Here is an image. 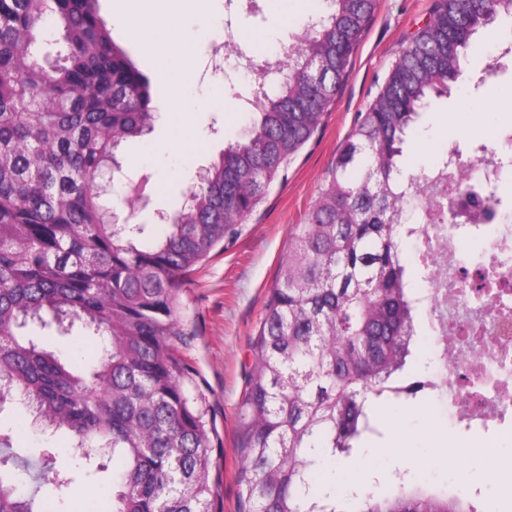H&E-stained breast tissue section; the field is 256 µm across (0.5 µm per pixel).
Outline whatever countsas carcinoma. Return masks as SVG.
<instances>
[{
  "instance_id": "1",
  "label": "carcinoma",
  "mask_w": 512,
  "mask_h": 512,
  "mask_svg": "<svg viewBox=\"0 0 512 512\" xmlns=\"http://www.w3.org/2000/svg\"><path fill=\"white\" fill-rule=\"evenodd\" d=\"M263 76L253 126L198 173L185 205L156 233L110 223L96 187L115 151L150 129L158 89L111 39L96 0H0V413L15 403L66 431L90 480L112 475V512H222L210 483L213 419L185 358L181 293L195 266L237 231L318 132L348 77L377 0H321ZM512 27V0H435L352 133L327 184L281 258L251 344L241 410L239 498L245 512H336L313 492L317 456L347 457L367 433L374 399L396 387L411 355L417 300L400 255L407 209L448 223L433 166L402 177L419 114L448 97L494 22ZM91 337L83 369L35 330ZM36 482L18 493L0 472V512H59L75 471L13 451L0 467ZM347 512H474L461 496L421 486L352 497Z\"/></svg>"
}]
</instances>
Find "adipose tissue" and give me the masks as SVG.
Returning a JSON list of instances; mask_svg holds the SVG:
<instances>
[{
    "instance_id": "1",
    "label": "adipose tissue",
    "mask_w": 512,
    "mask_h": 512,
    "mask_svg": "<svg viewBox=\"0 0 512 512\" xmlns=\"http://www.w3.org/2000/svg\"><path fill=\"white\" fill-rule=\"evenodd\" d=\"M208 8L211 0H117L113 22L129 42L159 46L169 67L176 73L169 83L173 111H187L183 74L194 68L192 50L179 40V27L188 3Z\"/></svg>"
}]
</instances>
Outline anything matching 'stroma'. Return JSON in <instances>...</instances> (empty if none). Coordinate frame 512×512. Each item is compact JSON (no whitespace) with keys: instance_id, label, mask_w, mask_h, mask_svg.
<instances>
[{"instance_id":"1","label":"stroma","mask_w":512,"mask_h":512,"mask_svg":"<svg viewBox=\"0 0 512 512\" xmlns=\"http://www.w3.org/2000/svg\"><path fill=\"white\" fill-rule=\"evenodd\" d=\"M434 0H378L374 16L352 56L350 75L325 113L316 135L291 163L286 181L276 183L263 203L240 224L236 236L215 248L196 266L182 294L183 322L192 331L187 355L195 381L215 419L224 455L213 466L211 479L224 512H240L238 494L242 459L237 449L241 433L240 403L246 386L251 343L262 317L268 290L295 225L304 223L339 147L351 134L358 112L382 85L400 51L425 23ZM307 14L305 0H212L208 13L186 14L182 36L195 48L196 72L188 80V113L168 112V80L144 48L128 43L119 28L112 39L124 46L159 94L152 101L156 120L152 131L122 146L121 174L112 195L126 197L130 185L146 180L148 205H135L134 223H158L159 213L174 212L186 200L196 172L217 160L224 148L241 139L251 115L236 111V96L249 76L242 70L211 74L206 70L213 44L222 42L225 24L237 26L239 42L268 53L292 40ZM505 29L491 25L470 54L458 89L450 98L422 112L411 127L401 164L411 171L437 162L449 147L464 158L479 147L495 144L512 127V55L499 56ZM413 357L406 369L412 378L434 375L439 362L433 346L428 304H420ZM379 422L377 435L362 440L351 457H318L317 475H331L330 491L337 498L352 494L384 496L402 484L427 483L461 493L483 512L487 502L512 501V482L488 478L482 448L512 454V436H495L482 427L459 424L447 401L421 393L398 403L372 406ZM0 426L12 428L13 445L24 455L52 453L66 465L70 438L35 424L29 410L0 413Z\"/></svg>"}]
</instances>
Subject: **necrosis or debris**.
<instances>
[{"mask_svg": "<svg viewBox=\"0 0 512 512\" xmlns=\"http://www.w3.org/2000/svg\"><path fill=\"white\" fill-rule=\"evenodd\" d=\"M454 167L464 172L474 191L454 192L458 221L449 225L447 241L439 240L436 225L423 220L413 224L412 237L428 246L431 261L443 262L449 253L456 257L455 266L433 284L429 296L437 354L469 351L473 357L439 373L437 379L417 382L415 388L461 402L458 423L497 426L512 418V256L490 254L488 285L473 290L460 274L469 251L458 228L469 225L476 242L489 237L512 241V225L491 214L480 190L486 181L498 183L511 176L512 167L504 165L492 148L472 160L456 157Z\"/></svg>", "mask_w": 512, "mask_h": 512, "instance_id": "1", "label": "necrosis or debris"}]
</instances>
